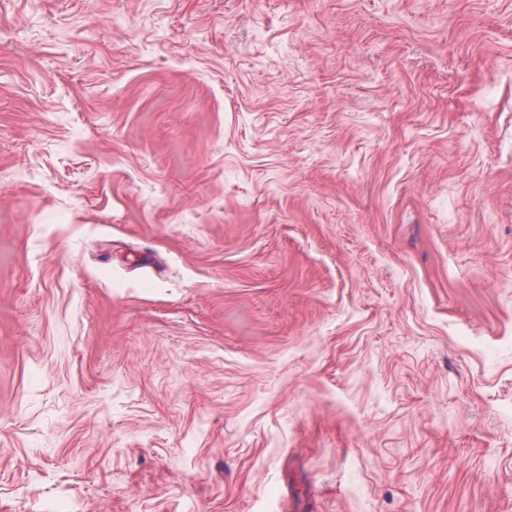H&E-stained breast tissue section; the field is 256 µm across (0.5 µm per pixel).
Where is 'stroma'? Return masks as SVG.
I'll use <instances>...</instances> for the list:
<instances>
[{"mask_svg":"<svg viewBox=\"0 0 512 512\" xmlns=\"http://www.w3.org/2000/svg\"><path fill=\"white\" fill-rule=\"evenodd\" d=\"M512 512V0H0V512Z\"/></svg>","mask_w":512,"mask_h":512,"instance_id":"obj_1","label":"stroma"}]
</instances>
